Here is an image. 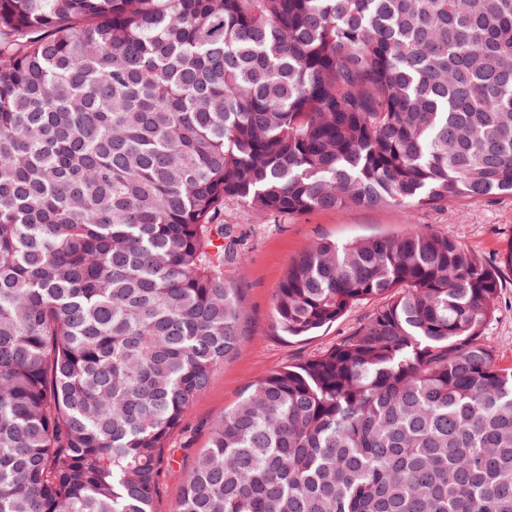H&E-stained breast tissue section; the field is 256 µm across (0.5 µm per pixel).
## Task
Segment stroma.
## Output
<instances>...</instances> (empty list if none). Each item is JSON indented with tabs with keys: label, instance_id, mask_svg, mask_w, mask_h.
<instances>
[{
	"label": "stroma",
	"instance_id": "35a3bbf8",
	"mask_svg": "<svg viewBox=\"0 0 512 512\" xmlns=\"http://www.w3.org/2000/svg\"><path fill=\"white\" fill-rule=\"evenodd\" d=\"M224 221L242 232L244 261L230 274L242 288L246 334L236 353L217 364L207 387L199 393L182 425L164 450L167 459L154 498V512H175L179 490L195 457L209 446L211 425L233 408L246 390L271 371L320 354L350 335L376 308L368 301L350 308L336 323L312 336H283L274 322L276 291L299 253L318 241L349 243L371 237H396L423 224L449 235L496 265L512 240V197L458 200L441 209L411 211L388 207H350L342 211H312L280 220H261L245 208L228 205ZM483 341L502 365H512V275L503 274L496 311L486 324Z\"/></svg>",
	"mask_w": 512,
	"mask_h": 512
}]
</instances>
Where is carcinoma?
<instances>
[{
  "label": "carcinoma",
  "mask_w": 512,
  "mask_h": 512,
  "mask_svg": "<svg viewBox=\"0 0 512 512\" xmlns=\"http://www.w3.org/2000/svg\"><path fill=\"white\" fill-rule=\"evenodd\" d=\"M512 196V0H0V512H153L244 336L230 204L263 218ZM490 267L426 227L316 242L309 336L212 426L177 512H512Z\"/></svg>",
  "instance_id": "1"
}]
</instances>
